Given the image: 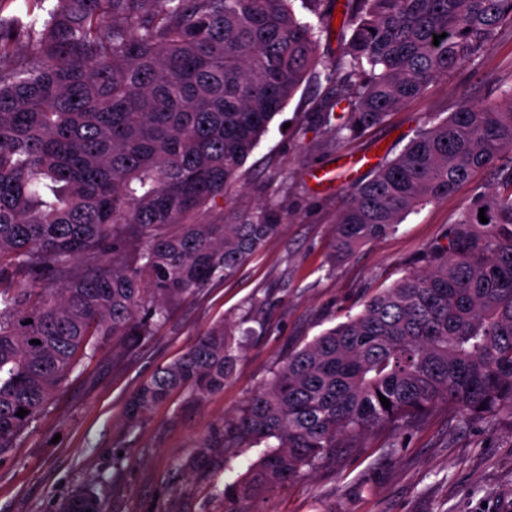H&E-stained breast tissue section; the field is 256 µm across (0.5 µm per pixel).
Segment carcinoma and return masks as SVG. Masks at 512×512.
<instances>
[{
  "mask_svg": "<svg viewBox=\"0 0 512 512\" xmlns=\"http://www.w3.org/2000/svg\"><path fill=\"white\" fill-rule=\"evenodd\" d=\"M294 2L0 0V456L33 431L87 350L145 340L171 305L279 232L276 198L231 223L196 216L233 191L303 82L325 85L320 145L338 151L512 27V0H344L339 52L326 60ZM302 2L331 26L333 0ZM488 168L503 191L459 214L428 269L290 353L224 426V448L264 446L224 499L242 503L339 438L396 433L439 403L469 418L512 414V86L480 105L461 95L357 183L336 220V254ZM235 332L220 322L158 368L126 419L178 391L198 403L224 390L242 350ZM63 512L103 509L86 488Z\"/></svg>",
  "mask_w": 512,
  "mask_h": 512,
  "instance_id": "obj_1",
  "label": "carcinoma"
}]
</instances>
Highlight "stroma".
I'll list each match as a JSON object with an SVG mask.
<instances>
[{"label":"stroma","instance_id":"obj_1","mask_svg":"<svg viewBox=\"0 0 512 512\" xmlns=\"http://www.w3.org/2000/svg\"><path fill=\"white\" fill-rule=\"evenodd\" d=\"M512 85V33L473 64L430 85L425 96L337 151L320 149L313 109L323 90L303 83L277 114L222 202L225 215L253 211L288 176V212L280 232L231 276L175 305L154 336L113 360L111 343L85 359L55 394L49 412L20 447L0 456V512H62L84 482L105 512H226L221 492L261 455L222 448L225 421L269 380L288 354L359 313L375 292L427 268L448 242L462 208L495 191V170L478 173L448 198L410 214L396 231L340 259L336 217L350 186L371 175L351 158L394 157L432 115L446 117L458 92L489 99ZM332 169L315 183L312 170ZM222 320L249 339L223 391L200 403L176 393L136 424L125 402L156 369L181 356ZM211 442L209 463L197 462ZM248 512H512V414L465 418L441 404L399 432L374 430L332 449L315 467L248 503Z\"/></svg>","mask_w":512,"mask_h":512}]
</instances>
